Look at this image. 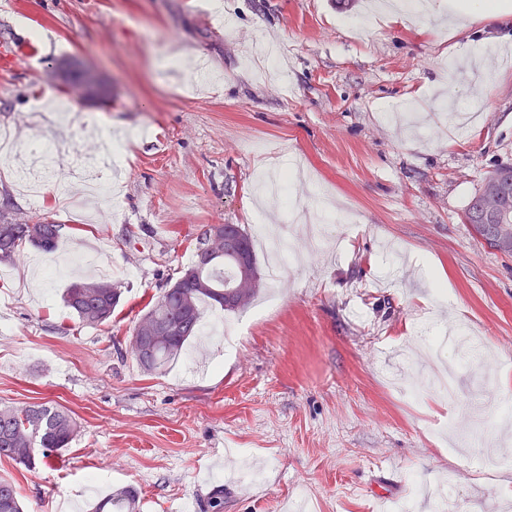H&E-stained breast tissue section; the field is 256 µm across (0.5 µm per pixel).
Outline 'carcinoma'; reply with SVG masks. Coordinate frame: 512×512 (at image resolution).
I'll return each mask as SVG.
<instances>
[{
  "mask_svg": "<svg viewBox=\"0 0 512 512\" xmlns=\"http://www.w3.org/2000/svg\"><path fill=\"white\" fill-rule=\"evenodd\" d=\"M62 92L78 94L84 100L107 101L112 91L101 83L90 81L80 70L69 72L62 83ZM463 223L492 249L512 257V165H500L483 180L477 194L468 204ZM60 225L0 224V262L13 261L20 246L29 243L45 251L56 246ZM248 266L224 254L223 245L212 247L207 259L192 262L183 275L163 290L152 306L139 318L154 327V334L141 336L132 331L131 342L144 344L135 359L146 372H162L181 354L187 341L200 332L202 304H217L227 312L249 307L264 288L253 242L243 228ZM245 276L258 278L257 288L242 289V301L236 306L224 305L225 287ZM121 289L110 281L75 282L66 288L64 302L80 324L90 327L107 325L118 306ZM80 431L74 413L66 408L47 404L22 406L0 405V460L33 468L36 461L60 456L70 447ZM37 452L32 453L30 449ZM0 512H23V504L15 483L0 478ZM92 512H140L136 489L126 486L110 491L98 499Z\"/></svg>",
  "mask_w": 512,
  "mask_h": 512,
  "instance_id": "carcinoma-1",
  "label": "carcinoma"
}]
</instances>
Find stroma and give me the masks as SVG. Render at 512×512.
<instances>
[{"mask_svg": "<svg viewBox=\"0 0 512 512\" xmlns=\"http://www.w3.org/2000/svg\"><path fill=\"white\" fill-rule=\"evenodd\" d=\"M369 0H0V128L35 118L52 63H94L112 103L69 97L78 119L136 131L112 198L76 205L68 160L38 202L0 166V218L52 222L55 250L97 256L122 295L109 324L63 300L78 269L44 270L26 244L0 265V404L54 402L81 434L33 469L0 461L25 512H91L131 485L142 512H512V258L463 213L512 165V39L487 23L449 35L442 14L377 17ZM42 30L47 41L31 38ZM276 66L248 57L256 36ZM204 58L213 75L167 65ZM300 163L287 196L330 204L327 238L287 279L192 338L166 371L131 351L150 302L209 224L257 223L258 174ZM484 435L469 445L471 432ZM258 468V480L237 477Z\"/></svg>", "mask_w": 512, "mask_h": 512, "instance_id": "35a3bbf8", "label": "stroma"}]
</instances>
